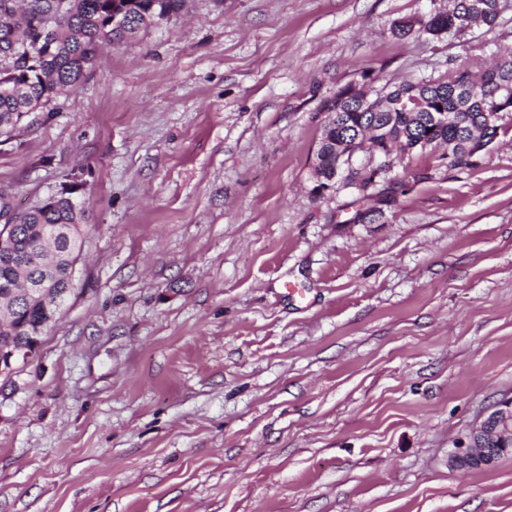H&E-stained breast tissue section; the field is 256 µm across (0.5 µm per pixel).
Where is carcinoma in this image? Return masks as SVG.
I'll return each mask as SVG.
<instances>
[{"mask_svg": "<svg viewBox=\"0 0 512 512\" xmlns=\"http://www.w3.org/2000/svg\"><path fill=\"white\" fill-rule=\"evenodd\" d=\"M183 0H0V136L12 133L39 105L58 91L80 83L101 44L117 45L140 27L178 13ZM500 0H453L424 24L433 36H456L479 24L493 29ZM373 104L348 85L325 102L336 114V128L321 140L340 141L364 131L374 119L381 128L370 137L384 150L425 152L448 146L452 165L472 158L497 137V120L512 112V52L494 66L474 71L459 63L436 79L392 86ZM452 121L433 123L431 113ZM63 188L17 217L15 231L0 245V347L28 345L44 336L76 289L74 264L82 248L83 213ZM55 282L60 293L49 300H18L16 293L37 280Z\"/></svg>", "mask_w": 512, "mask_h": 512, "instance_id": "carcinoma-1", "label": "carcinoma"}]
</instances>
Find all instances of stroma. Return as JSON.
Segmentation results:
<instances>
[{"label": "stroma", "mask_w": 512, "mask_h": 512, "mask_svg": "<svg viewBox=\"0 0 512 512\" xmlns=\"http://www.w3.org/2000/svg\"><path fill=\"white\" fill-rule=\"evenodd\" d=\"M392 25L448 0H186L0 137L21 210L78 181L76 291L0 379V512H512V112L446 148L313 169L323 106L512 51ZM484 428L490 436L498 437L502 442L512 438V402L500 405L488 414L477 426L458 437L448 454V466L451 469L464 470L474 464L488 465L494 461L496 451H507L511 448H479L475 444V432ZM508 445H510V442ZM512 451V450H511Z\"/></svg>", "instance_id": "35a3bbf8"}]
</instances>
